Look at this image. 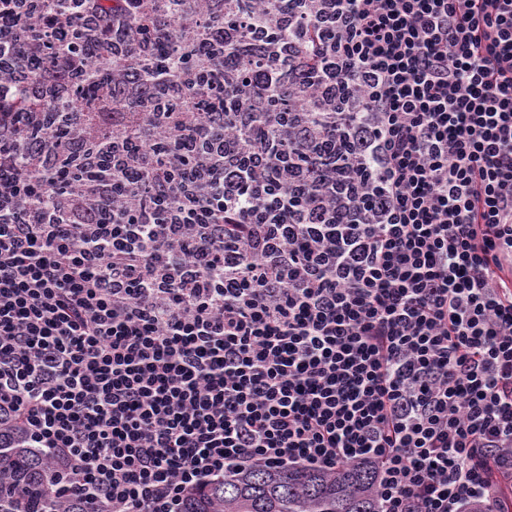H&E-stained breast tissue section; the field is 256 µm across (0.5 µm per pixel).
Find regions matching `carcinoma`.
<instances>
[{
	"mask_svg": "<svg viewBox=\"0 0 512 512\" xmlns=\"http://www.w3.org/2000/svg\"><path fill=\"white\" fill-rule=\"evenodd\" d=\"M163 63L165 82L180 80V62L175 42L158 47L154 58L144 65L145 74L157 73ZM111 62L102 60L88 80L75 87V98L90 103L87 118L101 123L102 113L112 111V102L92 103L95 89L110 76ZM19 112L47 111L49 101L27 97L16 100ZM61 176L43 173L40 202H47ZM376 473L368 466L351 465L333 474L311 468L257 469L233 479L209 483L194 490L186 512H378L375 496ZM60 475L20 436L0 446V512H88V505L77 498L63 502L59 496Z\"/></svg>",
	"mask_w": 512,
	"mask_h": 512,
	"instance_id": "1",
	"label": "carcinoma"
}]
</instances>
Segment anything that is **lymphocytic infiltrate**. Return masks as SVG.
Masks as SVG:
<instances>
[{
	"mask_svg": "<svg viewBox=\"0 0 512 512\" xmlns=\"http://www.w3.org/2000/svg\"><path fill=\"white\" fill-rule=\"evenodd\" d=\"M45 3L0 0V432L89 512L354 464L378 512L503 505L512 0H178L146 27L69 0L36 79ZM173 33L183 86L235 111L144 78ZM104 55L98 128L73 86Z\"/></svg>",
	"mask_w": 512,
	"mask_h": 512,
	"instance_id": "f902f5d3",
	"label": "lymphocytic infiltrate"
}]
</instances>
